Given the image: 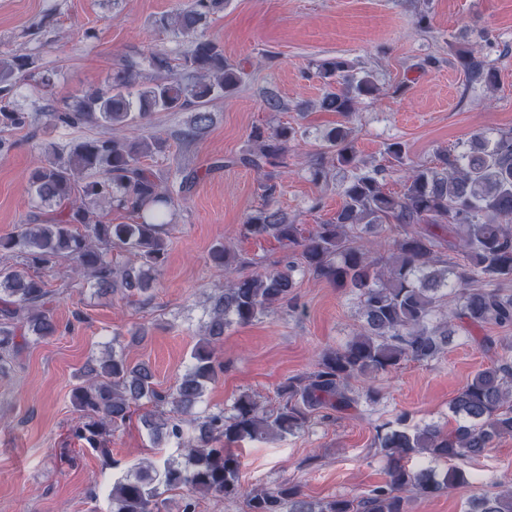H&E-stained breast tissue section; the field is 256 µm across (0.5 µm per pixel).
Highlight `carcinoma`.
<instances>
[{
	"mask_svg": "<svg viewBox=\"0 0 512 512\" xmlns=\"http://www.w3.org/2000/svg\"><path fill=\"white\" fill-rule=\"evenodd\" d=\"M223 4L190 0L161 19L190 40L176 57L159 51L127 57L105 86L44 113L54 128L90 125L109 133L74 139L61 149L48 145V158L32 172L29 191L54 209L0 236V258L15 260L0 264V373L12 369L30 341L58 332L49 274L64 266L68 276L62 288L88 285L104 296L117 290L136 295L146 293L164 267L174 195L190 192L198 176L183 170L177 190L163 186L143 159L164 152L166 139L136 131L156 112L191 109L185 138L198 140L212 124L210 101L238 89L241 72L224 57V47L203 32ZM456 58L469 83L496 86L497 70L483 57L459 49ZM316 73L325 87L319 100L324 111L352 112L379 90L371 72L342 57L319 61ZM29 81L48 86L51 77L30 55L0 54V148L10 143L7 135L29 124V113L14 106L17 88ZM297 136L290 125L256 127L252 149L238 161L270 177L287 166L288 144ZM328 159L352 175L339 187L342 203L334 216L306 234L273 201L275 187L264 185L263 203L248 215L240 234L275 239L291 260L281 269L238 276L209 297L203 338L173 390L156 387L148 364L133 365L114 351L80 372L71 393L78 413L75 435L90 448L109 455L105 437L144 402L152 406L142 420L153 441L181 440L186 428L195 431L185 463L140 462L135 475L114 482L110 512H161L165 489L185 491L182 512H196L198 495L216 501L243 496L246 512H408L412 498L432 497L467 480L450 462L479 458L497 439L512 435V347L506 344L453 399V428L412 425L406 412L378 428L375 445L386 458L388 479L367 494L314 503L288 485L242 489V462L226 444L295 434L317 418L332 420L358 407L350 379L388 374L407 360L433 361L460 333L470 337L488 325L512 324V294L503 289L512 282V131L476 133L459 148L438 151L429 165L407 166L397 195L383 191L384 167L361 169L352 128L340 125L323 135L313 170L324 181L330 178ZM104 202L135 220H104ZM386 224L400 232L384 257L377 253L379 243L363 240L362 233L380 232ZM114 249L136 261L114 265ZM446 251L460 253L462 261L444 258ZM298 271L351 289L364 325L345 345L322 353L312 371L282 386L277 410L268 412L243 394L228 414L193 417L208 384L223 371L215 346L225 330L291 305ZM412 455L422 456L425 465L408 468ZM465 512H512V485L471 499Z\"/></svg>",
	"mask_w": 512,
	"mask_h": 512,
	"instance_id": "carcinoma-1",
	"label": "carcinoma"
}]
</instances>
